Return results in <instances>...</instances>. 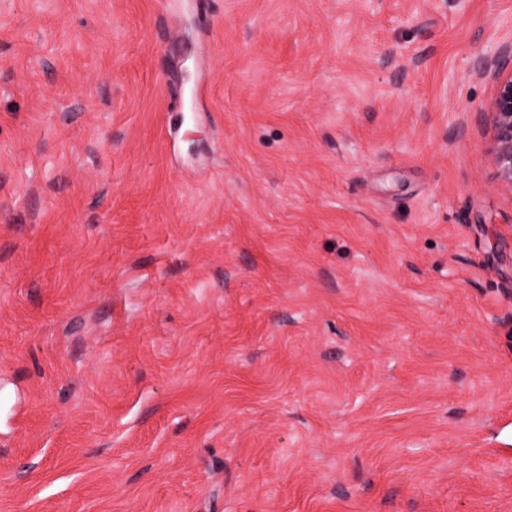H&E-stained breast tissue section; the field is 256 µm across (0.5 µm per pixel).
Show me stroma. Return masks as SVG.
I'll use <instances>...</instances> for the list:
<instances>
[{"instance_id": "stroma-1", "label": "stroma", "mask_w": 512, "mask_h": 512, "mask_svg": "<svg viewBox=\"0 0 512 512\" xmlns=\"http://www.w3.org/2000/svg\"><path fill=\"white\" fill-rule=\"evenodd\" d=\"M512 0H0V512H512ZM474 74L493 82V94L483 110L491 131L488 160L496 170L498 189L512 197V43L493 56H481Z\"/></svg>"}]
</instances>
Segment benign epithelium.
Instances as JSON below:
<instances>
[{
    "mask_svg": "<svg viewBox=\"0 0 512 512\" xmlns=\"http://www.w3.org/2000/svg\"><path fill=\"white\" fill-rule=\"evenodd\" d=\"M474 74L493 82V94L484 109L491 131L488 160L496 170L498 189L512 197V44L480 57Z\"/></svg>",
    "mask_w": 512,
    "mask_h": 512,
    "instance_id": "obj_1",
    "label": "benign epithelium"
}]
</instances>
